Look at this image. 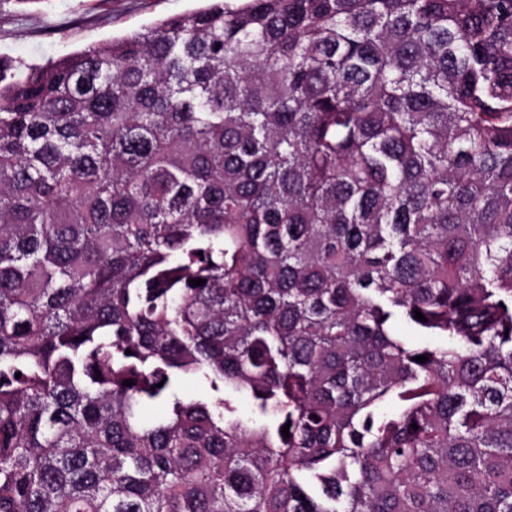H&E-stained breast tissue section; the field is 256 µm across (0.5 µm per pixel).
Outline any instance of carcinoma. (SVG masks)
<instances>
[{
    "instance_id": "1",
    "label": "carcinoma",
    "mask_w": 512,
    "mask_h": 512,
    "mask_svg": "<svg viewBox=\"0 0 512 512\" xmlns=\"http://www.w3.org/2000/svg\"><path fill=\"white\" fill-rule=\"evenodd\" d=\"M0 512H512V0L0 57Z\"/></svg>"
}]
</instances>
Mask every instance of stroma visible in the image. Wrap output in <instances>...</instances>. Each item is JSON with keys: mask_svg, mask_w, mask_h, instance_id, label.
Segmentation results:
<instances>
[{"mask_svg": "<svg viewBox=\"0 0 512 512\" xmlns=\"http://www.w3.org/2000/svg\"><path fill=\"white\" fill-rule=\"evenodd\" d=\"M198 6V0H0V55L55 60Z\"/></svg>", "mask_w": 512, "mask_h": 512, "instance_id": "obj_1", "label": "stroma"}]
</instances>
